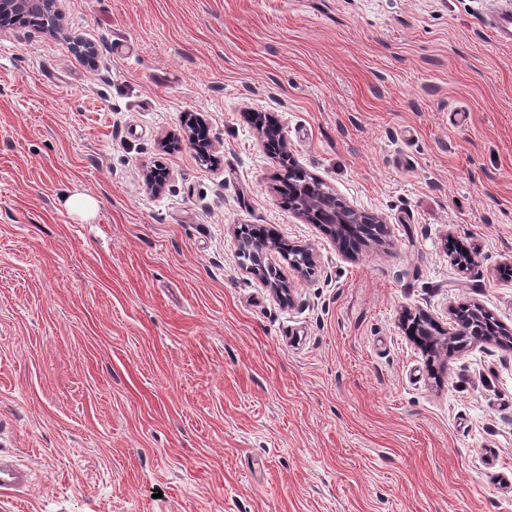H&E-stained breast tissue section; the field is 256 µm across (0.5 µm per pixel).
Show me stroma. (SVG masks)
<instances>
[{
    "label": "stroma",
    "mask_w": 512,
    "mask_h": 512,
    "mask_svg": "<svg viewBox=\"0 0 512 512\" xmlns=\"http://www.w3.org/2000/svg\"><path fill=\"white\" fill-rule=\"evenodd\" d=\"M491 8L64 0L58 32L0 29V452L33 473L0 512H512L481 463L512 467V349L433 360L405 327L475 301L512 331ZM195 114L218 165L162 147ZM290 163L386 231L346 252L299 221ZM244 224L311 249L271 256L291 301L243 272ZM64 205L69 211L84 218L94 215L98 208L97 200L86 194L69 195L65 198Z\"/></svg>",
    "instance_id": "1"
}]
</instances>
